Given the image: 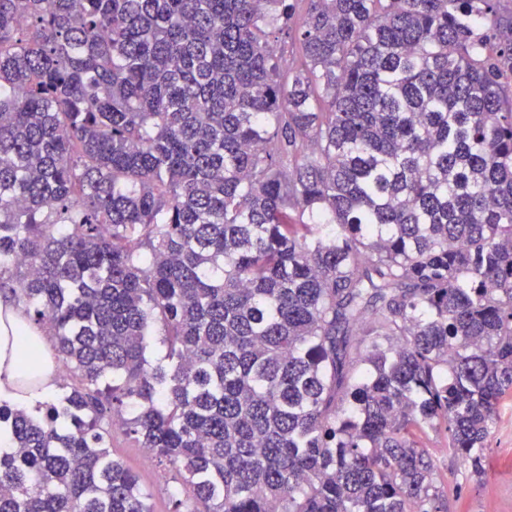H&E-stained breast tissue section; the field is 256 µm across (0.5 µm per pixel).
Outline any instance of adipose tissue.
I'll return each instance as SVG.
<instances>
[{"label":"adipose tissue","mask_w":512,"mask_h":512,"mask_svg":"<svg viewBox=\"0 0 512 512\" xmlns=\"http://www.w3.org/2000/svg\"><path fill=\"white\" fill-rule=\"evenodd\" d=\"M26 336L41 353L39 362L40 386L43 393L53 391L54 377L47 338L34 324L27 321L20 308L0 299V395H14L17 378V338Z\"/></svg>","instance_id":"ef3b65f1"}]
</instances>
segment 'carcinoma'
<instances>
[{"instance_id":"1","label":"carcinoma","mask_w":512,"mask_h":512,"mask_svg":"<svg viewBox=\"0 0 512 512\" xmlns=\"http://www.w3.org/2000/svg\"><path fill=\"white\" fill-rule=\"evenodd\" d=\"M293 2L0 0V295L69 371L0 400V512H152L116 420L172 512H441L428 429L482 472L512 16L308 0L297 62ZM111 450L114 457L138 475L142 488L150 496L153 512H170L177 477L175 469L166 462L152 459L145 448H135L133 442L121 434L115 435Z\"/></svg>"}]
</instances>
